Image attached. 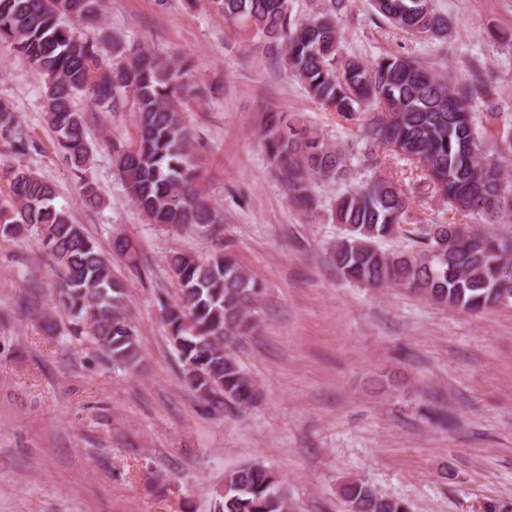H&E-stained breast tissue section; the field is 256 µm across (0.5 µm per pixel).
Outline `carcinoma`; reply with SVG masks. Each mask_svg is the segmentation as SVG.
Here are the masks:
<instances>
[{"mask_svg":"<svg viewBox=\"0 0 512 512\" xmlns=\"http://www.w3.org/2000/svg\"><path fill=\"white\" fill-rule=\"evenodd\" d=\"M104 0H0V42L43 77L47 123L90 208L102 203L89 176L92 148L86 136L87 103L112 110L124 95L136 105L139 138L132 148L114 147L115 169L127 194L150 224L220 231L216 209L197 186V164L190 134L177 103L189 92V68L140 45L116 46L119 61L107 63L98 46L69 26L64 14L83 23L96 21ZM224 19L237 25L294 73L310 98L325 109L355 120L373 113L355 145L330 144L283 112L263 114L264 150L286 186L289 198L309 205L320 184L347 180L350 161L359 157L379 166L378 149L390 146L424 174L422 190L433 189L461 216L487 224H512V132L502 143H488L485 125L472 104L490 100L494 90L475 77L454 85L415 58L390 54L367 64L340 50L336 18L346 0H323L301 19L292 0H212ZM377 18L419 37L448 38V18L433 0H371ZM0 138L15 156L32 147L17 131L15 115L0 101ZM10 175V199H0V235L30 229L62 272L63 311L87 321V337L112 358L139 363L137 331L112 278V262L81 224L55 204L56 186L21 165ZM332 219L341 234L331 249L337 270L368 287L404 286L422 298L465 312L512 303V236L491 231L481 237L475 224H425L414 214L411 190L387 175L336 195ZM399 235L412 243L387 252L378 243ZM113 251L137 268L136 249L122 236ZM168 265L179 299L163 303L170 340L188 385L219 405L252 406L260 399L256 382L239 364L236 349L256 330L254 306L263 284L228 250L205 259L174 252ZM339 495L348 512H408V504L383 494L368 481H345ZM213 512H290L280 477L258 463L224 474Z\"/></svg>","mask_w":512,"mask_h":512,"instance_id":"1","label":"carcinoma"}]
</instances>
